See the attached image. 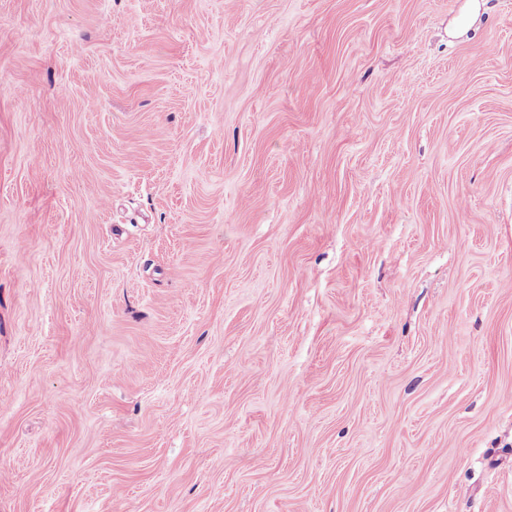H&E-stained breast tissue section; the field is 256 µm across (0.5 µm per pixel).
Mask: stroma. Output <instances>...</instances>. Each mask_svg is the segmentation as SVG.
I'll use <instances>...</instances> for the list:
<instances>
[{"label":"stroma","mask_w":512,"mask_h":512,"mask_svg":"<svg viewBox=\"0 0 512 512\" xmlns=\"http://www.w3.org/2000/svg\"><path fill=\"white\" fill-rule=\"evenodd\" d=\"M0 512H512V0H0Z\"/></svg>","instance_id":"stroma-1"}]
</instances>
